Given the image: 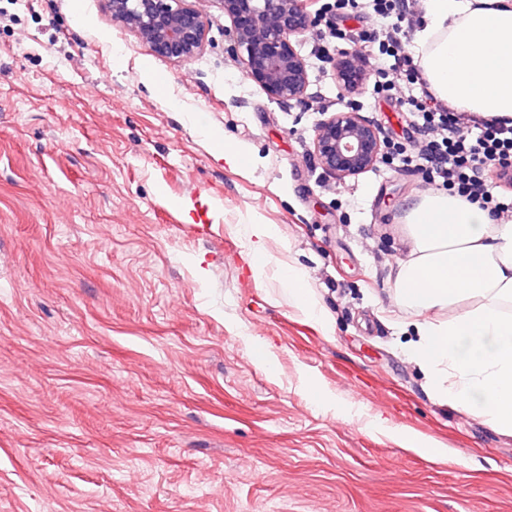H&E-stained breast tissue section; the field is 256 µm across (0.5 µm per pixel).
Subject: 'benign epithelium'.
<instances>
[{
    "label": "benign epithelium",
    "mask_w": 512,
    "mask_h": 512,
    "mask_svg": "<svg viewBox=\"0 0 512 512\" xmlns=\"http://www.w3.org/2000/svg\"><path fill=\"white\" fill-rule=\"evenodd\" d=\"M112 19L136 33L154 54L187 62L203 48L206 20L189 0H106ZM228 18L235 51L246 76L272 99L309 107L310 75L298 49L302 36L321 17L304 0H218ZM336 82L355 93L367 80L352 55L335 64ZM322 170L339 180L375 168L382 141L374 121L347 108L319 120L312 139Z\"/></svg>",
    "instance_id": "7a95c632"
}]
</instances>
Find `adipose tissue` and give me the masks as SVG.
<instances>
[{
  "mask_svg": "<svg viewBox=\"0 0 512 512\" xmlns=\"http://www.w3.org/2000/svg\"><path fill=\"white\" fill-rule=\"evenodd\" d=\"M414 43L438 100L512 119V0H430ZM402 236L390 293L416 315L410 358L439 403L512 434V224L458 194L425 192L406 206Z\"/></svg>",
  "mask_w": 512,
  "mask_h": 512,
  "instance_id": "1",
  "label": "adipose tissue"
}]
</instances>
